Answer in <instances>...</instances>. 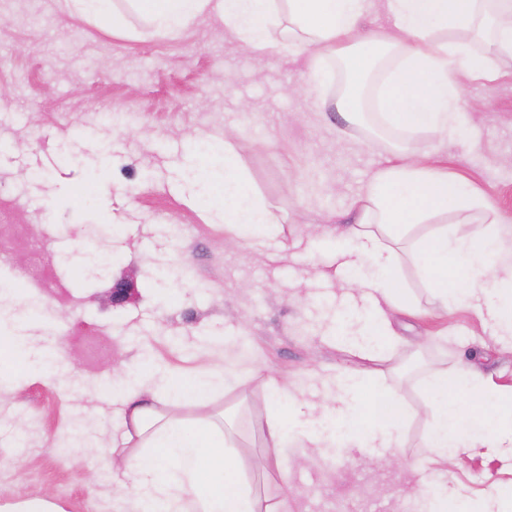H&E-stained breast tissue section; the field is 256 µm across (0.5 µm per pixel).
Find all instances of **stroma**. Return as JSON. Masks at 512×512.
<instances>
[{
    "mask_svg": "<svg viewBox=\"0 0 512 512\" xmlns=\"http://www.w3.org/2000/svg\"><path fill=\"white\" fill-rule=\"evenodd\" d=\"M114 6L127 21L120 34L59 0H0V224L26 231L6 273L19 282L35 260L72 273L34 299L19 285L0 292L28 363L0 381V507L20 486L64 512H141L123 491L122 463L99 471L95 460L123 440L114 371L151 358L183 373L231 367L210 408L237 426L244 482L261 494L287 485L292 512H428V499L408 492L442 404L430 378L470 362L512 386V345L465 305L433 303L417 261L401 264L408 308L393 313L406 343L381 349L368 380L414 410L402 448H340L319 470L265 472L267 381L288 379L310 402L320 377L368 365L335 340L363 326L361 303L343 299L353 273L306 227L352 223V201L378 168L418 147L479 188L490 210L449 213V234L512 219V59L493 83L457 75L474 105L467 135L409 134L376 109L389 64L370 74L366 120L352 123L336 107L345 74L334 60L242 53L214 14L168 36L128 0ZM314 70L319 103L305 85ZM228 130L237 168L278 216L257 250L227 245L222 194L190 187L187 147ZM98 249L111 252L108 269L87 262ZM118 280L135 293L116 306ZM440 472L449 499L494 492L512 512V458L470 448Z\"/></svg>",
    "mask_w": 512,
    "mask_h": 512,
    "instance_id": "stroma-1",
    "label": "stroma"
}]
</instances>
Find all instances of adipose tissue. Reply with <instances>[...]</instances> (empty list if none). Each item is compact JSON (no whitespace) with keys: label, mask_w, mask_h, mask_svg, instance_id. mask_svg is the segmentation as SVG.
Here are the masks:
<instances>
[{"label":"adipose tissue","mask_w":512,"mask_h":512,"mask_svg":"<svg viewBox=\"0 0 512 512\" xmlns=\"http://www.w3.org/2000/svg\"><path fill=\"white\" fill-rule=\"evenodd\" d=\"M157 29L180 33L198 17L216 11L243 52L269 58L285 52L333 58L348 79L340 98L344 111L358 115L364 82L379 56L396 67L380 91L389 122L408 132H461L467 121L455 78L466 73L488 82L498 76L496 60L512 56V0H134ZM384 3L391 24L386 31L368 28L377 3ZM233 135H225L218 153H194L201 183L224 179V229L229 243L255 247V230L277 223L274 207L255 198L242 172L235 169ZM477 188H465L456 176L427 169L415 158L377 170L352 202L354 223L330 228L326 240L347 265L372 261L380 277L359 289L371 300L372 338L350 344V351L373 362L374 345L397 342L388 307L397 306L402 282L395 272L401 229L419 224L427 230L411 244L426 253L421 277L433 300L462 303L489 323L496 335L512 338V224L499 222L468 238L448 234L441 218L449 208H484ZM368 369L343 370L324 380L318 402L300 401L293 386L269 379L272 406L264 445L270 471L285 475L281 448L302 454L296 464L319 468L339 448H398L413 413L393 394L383 396L384 411L369 417L352 435L321 433L320 416L344 417L354 409ZM223 377L218 373H175L145 365L115 378L112 405L126 428L124 447L113 449L133 478L126 492L144 512H288L285 492L260 497L243 489L241 465L229 438L211 415L180 416L181 404L205 397ZM432 390L443 396L442 417L433 422L424 453L413 468L427 473L434 460H447L463 448H494L512 453V387L503 388L490 409L463 406L480 398L486 381L470 364L436 377Z\"/></svg>","instance_id":"ef3b65f1"}]
</instances>
